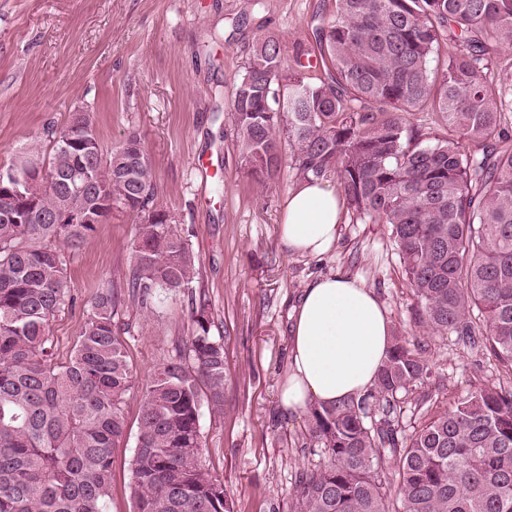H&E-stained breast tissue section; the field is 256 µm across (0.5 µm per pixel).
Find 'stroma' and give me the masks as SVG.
Here are the masks:
<instances>
[{
  "instance_id": "stroma-1",
  "label": "stroma",
  "mask_w": 512,
  "mask_h": 512,
  "mask_svg": "<svg viewBox=\"0 0 512 512\" xmlns=\"http://www.w3.org/2000/svg\"><path fill=\"white\" fill-rule=\"evenodd\" d=\"M336 0H0V166L32 147L48 149L46 128L91 110L103 152L136 132L150 157L170 230L196 258L194 289L224 344L225 414L202 411V462L224 481L242 512H289L302 469L319 464L304 417L279 409L288 369V312L316 275L340 270L373 291L394 328L420 341L442 404L478 384H509L495 358L459 336H427L390 228L345 212L339 238L321 258L288 255L279 235L295 170L257 180L239 160L229 106L250 48L267 31L285 56L313 51V32ZM136 215L113 209L92 240L62 249L75 304L51 322L68 358L83 310L103 289H125ZM192 304L163 296L153 311L121 298L114 321L136 388L127 398V436L113 455L110 512H132L131 457L139 387L189 334Z\"/></svg>"
}]
</instances>
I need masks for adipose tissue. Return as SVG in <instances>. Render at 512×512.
Returning <instances> with one entry per match:
<instances>
[{
    "label": "adipose tissue",
    "mask_w": 512,
    "mask_h": 512,
    "mask_svg": "<svg viewBox=\"0 0 512 512\" xmlns=\"http://www.w3.org/2000/svg\"><path fill=\"white\" fill-rule=\"evenodd\" d=\"M343 200L327 181L301 180L288 191L280 239L289 255L322 257L334 246ZM289 368L279 392L285 415L332 405L373 388L392 341L387 313L357 279L335 271L313 278L288 315Z\"/></svg>",
    "instance_id": "1"
}]
</instances>
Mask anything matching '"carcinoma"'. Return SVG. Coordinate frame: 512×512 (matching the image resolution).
I'll return each instance as SVG.
<instances>
[{"mask_svg":"<svg viewBox=\"0 0 512 512\" xmlns=\"http://www.w3.org/2000/svg\"><path fill=\"white\" fill-rule=\"evenodd\" d=\"M456 52H442L448 40ZM327 78L285 66L280 35L252 45L230 103L250 173L282 162L301 179L335 176L358 218L391 226L419 322L489 348L512 374V76L491 86L493 56L512 48V0H337L316 30ZM436 112L454 132L428 141L409 115ZM75 112L43 158L0 166V512H109L114 449L135 384L113 321L114 289L85 310L65 361L50 334L74 305L59 250L95 224L100 195L136 214L128 288L141 308L191 297L190 335L141 389L132 459L134 512H239L202 464V405L224 417V344L211 335L186 240L169 232L148 154L131 132L106 154ZM290 148L282 158L281 140ZM429 376L420 347L395 333L374 387L309 407L305 437L323 461L299 474L291 512H512V388L485 385L402 435V404ZM395 468V477L387 470Z\"/></svg>","mask_w":512,"mask_h":512,"instance_id":"1","label":"carcinoma"}]
</instances>
